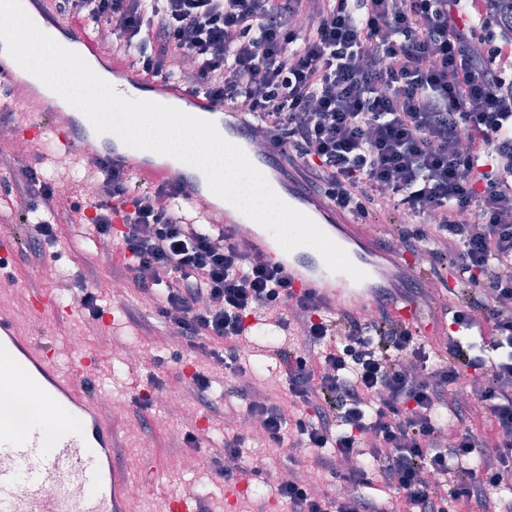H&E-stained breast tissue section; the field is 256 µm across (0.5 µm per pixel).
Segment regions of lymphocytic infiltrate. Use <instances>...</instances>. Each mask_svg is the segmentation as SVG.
<instances>
[{"mask_svg":"<svg viewBox=\"0 0 512 512\" xmlns=\"http://www.w3.org/2000/svg\"><path fill=\"white\" fill-rule=\"evenodd\" d=\"M93 24L111 56L233 109L286 159L307 192L380 244L449 264L463 285L452 321L487 329L480 346L437 349L394 324L382 294L370 315L328 316L281 272L200 218L178 186L96 165L92 231L114 218L130 285L151 297L174 341L235 375L265 447L302 449L277 484L289 512H512V33L484 0H55ZM15 213L24 246L55 243L54 185L23 170ZM274 315L296 343L271 357L287 406L264 396L239 353L250 318ZM471 399L462 402L459 386ZM489 416L493 435L473 419ZM459 426L445 440L447 420ZM330 476L313 491L311 479ZM346 487L335 495L332 484ZM387 497L369 495V488Z\"/></svg>","mask_w":512,"mask_h":512,"instance_id":"1","label":"lymphocytic infiltrate"}]
</instances>
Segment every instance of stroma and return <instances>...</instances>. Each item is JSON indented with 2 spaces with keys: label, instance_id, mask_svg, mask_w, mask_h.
<instances>
[{
  "label": "stroma",
  "instance_id": "stroma-1",
  "mask_svg": "<svg viewBox=\"0 0 512 512\" xmlns=\"http://www.w3.org/2000/svg\"><path fill=\"white\" fill-rule=\"evenodd\" d=\"M20 164L32 165L49 180H63L68 184L71 201L86 204L90 196L85 188L84 173L87 161L72 152L61 155L50 141L29 142ZM120 256L115 249L99 254L97 240L87 225L66 223L59 226L56 244L46 248L43 257H28L23 249H16L7 265L11 285L0 287V310L15 320L19 328L33 336H47L54 340L60 365L87 351L98 357L93 381L96 391L109 394L118 414L121 431L119 461L131 472L133 482L141 487L138 497L131 499L132 512H163L166 495L192 488L200 502L202 512H249L254 495L266 492V483L276 476L302 466L303 452L283 447L264 457V471L250 480L235 482L219 478L208 465L210 456L224 440V419L207 415L194 399H185L187 409L195 412L197 423L203 426L204 445L189 449L183 442L187 432L177 415H167L165 425H158L157 416L165 415L163 408L153 405L142 409L134 405L136 395L148 392L151 380L167 384L183 381L194 372L198 355L191 348L180 352L157 349L154 337L165 335L164 327L145 330L144 318L154 316L153 307L144 306L134 292H127L122 300H113L109 288L113 280L112 268ZM52 275H45V268ZM99 291L107 305L102 321L88 317L77 310L71 320H57L34 313L29 306V291L41 288L56 296L62 307H69L68 291L80 288ZM84 337L83 347L72 346L70 339ZM282 332L272 325L257 322L249 337V370L254 382L265 387L274 400H282L284 391L279 384L268 382L275 362L267 358L268 347L284 342ZM130 345L140 352L136 363L117 358L111 348ZM193 454L199 465L191 471L174 468L175 458Z\"/></svg>",
  "mask_w": 512,
  "mask_h": 512
}]
</instances>
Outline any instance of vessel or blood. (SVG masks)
I'll return each instance as SVG.
<instances>
[{
    "label": "vessel or blood",
    "instance_id": "vessel-or-blood-1",
    "mask_svg": "<svg viewBox=\"0 0 512 512\" xmlns=\"http://www.w3.org/2000/svg\"><path fill=\"white\" fill-rule=\"evenodd\" d=\"M55 29L78 45L83 55L106 63L130 84L152 86V79L132 73L128 63L108 57L85 27L60 17ZM162 94L168 100L187 102L193 116L220 117L225 139L241 147L248 144L249 131L230 119L223 106L177 84L165 87ZM26 106L36 120L24 125L23 133L46 134L58 150L81 149L88 161L110 160L156 185L179 183L183 197L200 217L237 234L252 255L280 269L296 292H313L329 314L359 312L376 301L378 289L399 287L402 278L414 272L404 256L379 249L365 225L287 179L275 155L254 157L253 163L287 196L290 206L312 219L348 253L365 272V279L357 282L330 270L311 247L285 252L261 225L239 224L236 207L204 189L193 175L166 165L160 154L126 146L116 136L94 141L87 136L88 119L43 100H27ZM429 312V303L418 297L398 300L389 308L396 322L427 326L433 336L437 329L429 324ZM0 358L12 362L11 379L17 387L41 399L48 420L47 425L21 432L0 426V512H128L129 478L115 462V420L83 386L90 356H78L68 367H61L51 342L22 333L12 317L0 314ZM73 483L86 486L82 497L67 495L66 488Z\"/></svg>",
    "mask_w": 512,
    "mask_h": 512
}]
</instances>
